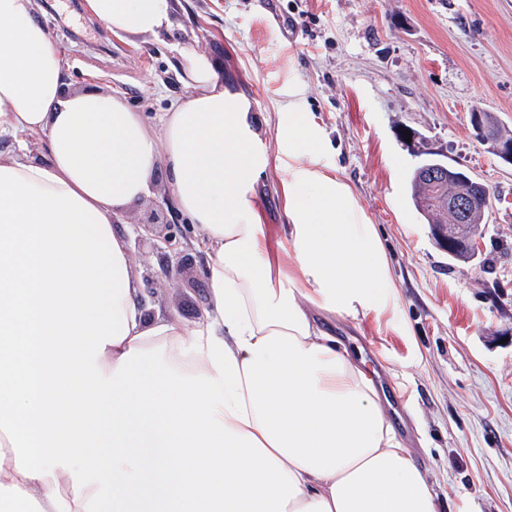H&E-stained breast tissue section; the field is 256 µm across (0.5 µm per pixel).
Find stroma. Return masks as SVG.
Returning <instances> with one entry per match:
<instances>
[{"mask_svg":"<svg viewBox=\"0 0 512 512\" xmlns=\"http://www.w3.org/2000/svg\"><path fill=\"white\" fill-rule=\"evenodd\" d=\"M71 88L120 95L159 131L187 93L178 50L220 65L247 98L278 155L279 113H308L324 134L323 163L345 183L390 259L396 313L328 318L332 335L361 351L398 439L438 494L439 512H512V165L487 152L473 108L512 128V0H173L159 36L120 38L84 0H32ZM290 23L285 37L282 23ZM484 182L492 209L476 259L453 264L414 209L407 184L418 151ZM281 167L260 207L271 234L287 223ZM169 177L120 226L140 273V297L194 321L207 300V257L184 225L165 243ZM161 222L140 223L151 213ZM180 259L178 285L164 273Z\"/></svg>","mask_w":512,"mask_h":512,"instance_id":"1","label":"stroma"}]
</instances>
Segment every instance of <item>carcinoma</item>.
<instances>
[{"mask_svg":"<svg viewBox=\"0 0 512 512\" xmlns=\"http://www.w3.org/2000/svg\"><path fill=\"white\" fill-rule=\"evenodd\" d=\"M481 122L488 130L489 152H494V142H512V129L500 124L492 112L481 113ZM408 192L413 206L431 227L453 236L459 246L448 249V258L455 263H470L475 256L474 250L465 245L467 235L475 233L486 223L489 206L477 202L469 209L463 223L453 221L445 201L448 197L467 194L477 196L482 192V183L472 181L469 175L449 165L442 159L430 154L423 158L414 169L408 183Z\"/></svg>","mask_w":512,"mask_h":512,"instance_id":"cac0c4a2","label":"carcinoma"}]
</instances>
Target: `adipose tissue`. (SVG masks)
Segmentation results:
<instances>
[{
	"label": "adipose tissue",
	"instance_id": "ef3b65f1",
	"mask_svg": "<svg viewBox=\"0 0 512 512\" xmlns=\"http://www.w3.org/2000/svg\"><path fill=\"white\" fill-rule=\"evenodd\" d=\"M117 36L169 28L172 0H85ZM159 132L120 96L68 90L30 0H0V512H438L373 378L316 320L393 311L390 262L325 147L281 113L289 223L258 205L272 158L214 60ZM165 170L208 260L197 321L150 312L117 225Z\"/></svg>",
	"mask_w": 512,
	"mask_h": 512
}]
</instances>
